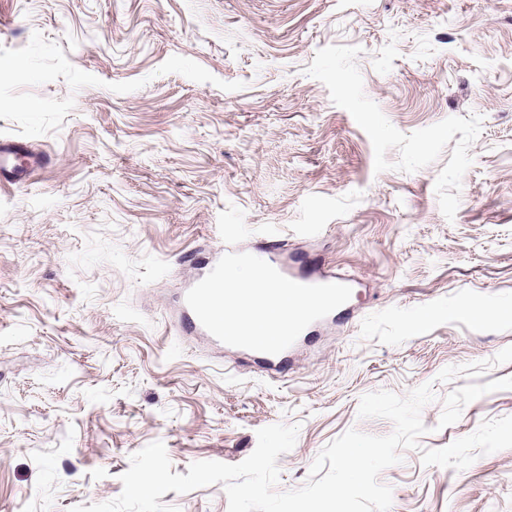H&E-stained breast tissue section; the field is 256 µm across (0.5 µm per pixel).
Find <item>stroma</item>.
Here are the masks:
<instances>
[{
	"label": "stroma",
	"mask_w": 512,
	"mask_h": 512,
	"mask_svg": "<svg viewBox=\"0 0 512 512\" xmlns=\"http://www.w3.org/2000/svg\"><path fill=\"white\" fill-rule=\"evenodd\" d=\"M51 157L0 183V512L116 498L162 441L173 472L298 425L278 490L433 383L390 512H512V448L421 462L512 416V0H0V139ZM346 278L348 311L288 367L176 333L224 241ZM499 316L478 320L471 309ZM162 503L228 512L222 484Z\"/></svg>",
	"instance_id": "35a3bbf8"
}]
</instances>
